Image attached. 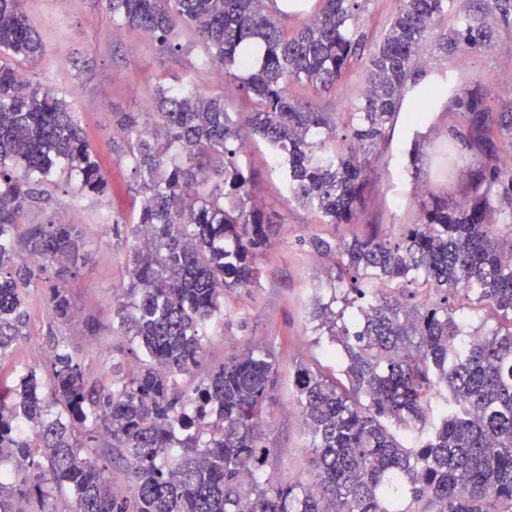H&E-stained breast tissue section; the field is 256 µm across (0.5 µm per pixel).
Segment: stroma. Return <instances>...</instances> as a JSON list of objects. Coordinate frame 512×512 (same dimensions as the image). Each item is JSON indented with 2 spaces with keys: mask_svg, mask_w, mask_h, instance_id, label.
I'll return each mask as SVG.
<instances>
[{
  "mask_svg": "<svg viewBox=\"0 0 512 512\" xmlns=\"http://www.w3.org/2000/svg\"><path fill=\"white\" fill-rule=\"evenodd\" d=\"M22 7L47 53L36 64L16 60L14 68L61 92L116 190L102 196L83 195L74 192L60 174L49 194L30 200L26 223L78 225L83 247L76 270L64 272L58 265H47L43 278L30 287L29 336L16 346L10 362L32 366L38 356L50 353L57 326L46 309L44 290L61 283L80 316L67 330L71 348L91 368L108 370L125 360V341L112 330V299L127 277L130 240L103 218L127 210L126 188L134 182L123 143L112 135V115L145 111L151 94L161 87L195 86L219 94L227 83L214 71L200 68L202 47L190 31H181L178 36L182 51L164 55L152 35L113 19L103 0H23ZM486 21L496 29L495 47H465L449 56L431 43L424 50V64L447 66L457 86L478 88L489 111L498 112L503 106H512V25H505L494 15L487 16ZM363 69V64L354 65L347 83L318 96L305 85L293 86L292 91L300 99L313 98L319 105L348 112L358 96ZM464 123L462 114L435 113L420 141L393 138L388 163L378 170L374 197L361 223L336 226L326 223L318 210L301 208L290 199L284 168H270L267 144L256 137L251 139L242 160L257 174L253 202L281 230L271 250L259 260L258 282L225 291L227 317L208 331L207 362L221 363L244 341L274 343L279 381L267 437L279 459L280 478L303 481L308 477L309 439L295 405V365L303 361L327 369L332 366L324 354L329 337L320 329L313 311L316 302L325 303L330 298L337 256L317 251L312 238L335 244L365 233L371 224L382 234H396L401 225L417 223L424 195L466 199L478 163L470 152H448L449 130ZM416 168L421 171L417 180L412 177ZM88 316L96 319V332L84 327L82 320Z\"/></svg>",
  "mask_w": 512,
  "mask_h": 512,
  "instance_id": "obj_1",
  "label": "stroma"
}]
</instances>
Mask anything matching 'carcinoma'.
Segmentation results:
<instances>
[{
    "label": "carcinoma",
    "mask_w": 512,
    "mask_h": 512,
    "mask_svg": "<svg viewBox=\"0 0 512 512\" xmlns=\"http://www.w3.org/2000/svg\"><path fill=\"white\" fill-rule=\"evenodd\" d=\"M274 0H104L112 18L151 33L159 51L195 34L245 97L248 112L198 88L158 89L147 112H115L113 133L137 176L122 295L112 303L131 367L96 373L55 339L40 367L0 376V512H512V168L497 141L512 137V109L489 112L451 76L442 85L466 117L448 153L481 158L471 201L432 197L396 240L378 233L331 245L342 298L316 303L340 374L295 364L296 401L310 436V477L273 482L267 414L278 382L269 346L244 345L206 362L207 330L224 320V291L247 288L277 225L251 204L256 178L241 163L242 138L259 137L287 169L288 190L331 224H358L373 194L371 161L386 158L412 69L453 0H398L367 58L354 111L336 113L295 97L342 83L365 42L361 0H319L301 26ZM22 0H0V366L28 333L34 268L72 261L75 224H26L28 201L55 170L82 194L111 182L59 93L24 79L10 59L38 62L45 45ZM504 23L512 0H482ZM264 48L254 64L248 47ZM496 45L473 14L439 48ZM416 102L408 125L429 119ZM23 253L28 260L18 265ZM354 306L357 320L338 324ZM478 303L496 316L485 332L467 323ZM62 325L76 313L62 285L48 289ZM202 374L186 389L180 381ZM122 472L132 492L113 488ZM67 492L71 507H57Z\"/></svg>",
    "instance_id": "cac0c4a2"
}]
</instances>
